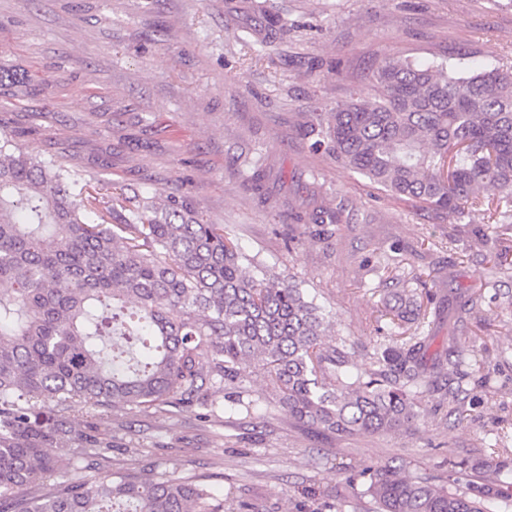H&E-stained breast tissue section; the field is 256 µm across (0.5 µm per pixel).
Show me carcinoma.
Instances as JSON below:
<instances>
[{"instance_id":"cac0c4a2","label":"carcinoma","mask_w":512,"mask_h":512,"mask_svg":"<svg viewBox=\"0 0 512 512\" xmlns=\"http://www.w3.org/2000/svg\"><path fill=\"white\" fill-rule=\"evenodd\" d=\"M6 95L33 88L7 75ZM377 96L314 113L303 126L325 149L395 199L425 203L459 220L481 190L500 193L495 238L512 230V67L387 61L373 74ZM34 128L0 127V512H224L204 486L164 475L138 481L115 472L106 484L73 480L100 454L96 436L74 433L64 416L75 401L91 409L189 403L205 385L235 390L229 409L251 413L240 385L262 372L289 419L323 434H390L419 425L420 390L433 380L424 360L430 337L415 330L373 354L374 368L336 360L335 330L296 280L262 267L222 224L172 196H129L83 177L47 148L17 140ZM269 173L250 189L271 204ZM294 221L320 233L342 209L312 194ZM483 286L512 272V246L493 251ZM401 320L426 317L399 295ZM455 324L448 323V373L458 371ZM51 482L63 486L30 496ZM365 494L378 512H484L489 483L448 490L401 465L373 472Z\"/></svg>"}]
</instances>
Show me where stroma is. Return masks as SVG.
Segmentation results:
<instances>
[{
  "mask_svg": "<svg viewBox=\"0 0 512 512\" xmlns=\"http://www.w3.org/2000/svg\"><path fill=\"white\" fill-rule=\"evenodd\" d=\"M463 54L512 65V0H0V68L51 82L0 111V122L34 127L30 145L65 152L86 178L187 200L224 225L245 252L303 281L358 369L370 368L377 345L414 329L382 317L393 294L439 280L425 323L432 370L449 308L481 288L486 216L455 222L391 198L312 150L301 128L322 106L373 97L383 62L452 64ZM262 161L279 196L296 204L319 184L325 205L343 206V223L311 238L287 208L260 203L246 178ZM481 290L459 329L460 378L440 373L442 390L421 395L418 429L315 433L274 406L253 370L250 415L194 403L71 404L72 429L105 444L76 476L190 477L245 512H374L346 478L404 461L410 474L451 488L495 479L512 469V275ZM453 459L482 468L454 471Z\"/></svg>",
  "mask_w": 512,
  "mask_h": 512,
  "instance_id": "1",
  "label": "stroma"
}]
</instances>
